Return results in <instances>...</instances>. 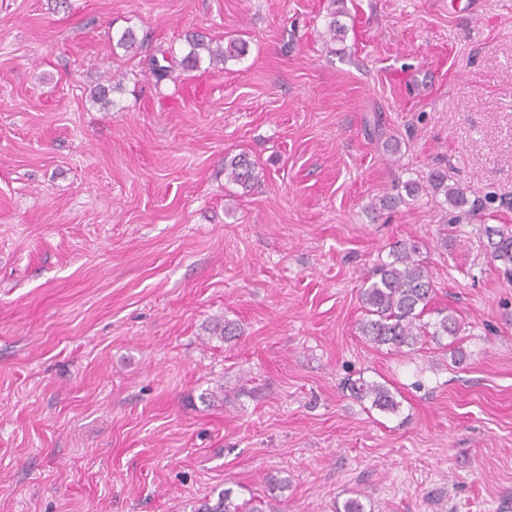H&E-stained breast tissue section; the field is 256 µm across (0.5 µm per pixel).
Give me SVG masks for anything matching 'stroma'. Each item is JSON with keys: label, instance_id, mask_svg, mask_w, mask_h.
<instances>
[{"label": "stroma", "instance_id": "obj_1", "mask_svg": "<svg viewBox=\"0 0 512 512\" xmlns=\"http://www.w3.org/2000/svg\"><path fill=\"white\" fill-rule=\"evenodd\" d=\"M190 32L248 52L185 70ZM439 177L491 205L453 223ZM502 227L512 0H0V512H512ZM399 239L455 341L360 335ZM260 173L258 165L244 153L224 158V175L232 183L250 188L259 181ZM348 387L358 399L362 401L368 399L372 408L389 413H395L399 409V402L395 400L391 391L381 383L359 378L349 382ZM197 512H263L261 500L253 497L242 501L235 495L232 488H224L218 493L215 503L205 502Z\"/></svg>", "mask_w": 512, "mask_h": 512}]
</instances>
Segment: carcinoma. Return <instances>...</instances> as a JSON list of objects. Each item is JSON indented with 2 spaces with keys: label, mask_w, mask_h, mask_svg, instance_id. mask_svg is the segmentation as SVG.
<instances>
[{
  "label": "carcinoma",
  "mask_w": 512,
  "mask_h": 512,
  "mask_svg": "<svg viewBox=\"0 0 512 512\" xmlns=\"http://www.w3.org/2000/svg\"><path fill=\"white\" fill-rule=\"evenodd\" d=\"M189 46L182 59L187 70H194L203 60L217 65L230 59L238 60L247 53L245 42L232 39L225 45L213 44L205 37L189 33L185 35ZM224 175L228 181L248 188L261 178L258 165L246 154L233 157L224 156ZM446 196L451 205L472 215L474 210H466L468 199L459 187L446 188ZM499 240L492 243L491 257L501 262L506 271L512 270V232L494 231ZM420 253L418 243L412 240H398L391 244L387 259L379 261L361 289L360 300L364 317L359 323V332L366 341L376 345H386L399 351L413 347L429 336L438 341L445 336L457 335L459 326L453 314L439 310V318L431 323L423 321V316L431 302L434 284L423 262L417 259ZM351 392L360 400H369L371 407L395 413L399 409L391 391L383 384L363 378L348 384ZM197 512H263L262 502L255 498L239 500L234 490L226 488L218 493L215 503L201 505Z\"/></svg>",
  "instance_id": "carcinoma-1"
}]
</instances>
